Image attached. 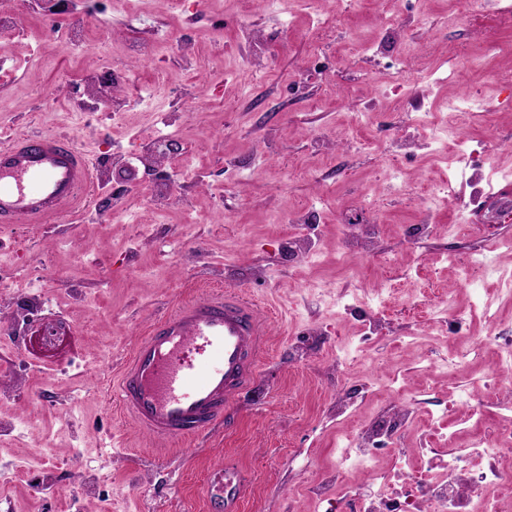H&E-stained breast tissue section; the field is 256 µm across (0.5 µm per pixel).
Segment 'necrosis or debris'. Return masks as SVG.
<instances>
[{
    "label": "necrosis or debris",
    "mask_w": 512,
    "mask_h": 512,
    "mask_svg": "<svg viewBox=\"0 0 512 512\" xmlns=\"http://www.w3.org/2000/svg\"><path fill=\"white\" fill-rule=\"evenodd\" d=\"M508 418L493 434H478L454 448L404 450L392 432L416 427L412 413L392 429L374 428L347 436L336 446V472L347 477L336 491V512H512V399ZM380 475L377 489L365 491L352 479Z\"/></svg>",
    "instance_id": "4bbe7bcc"
}]
</instances>
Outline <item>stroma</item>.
I'll return each instance as SVG.
<instances>
[{"instance_id":"obj_1","label":"stroma","mask_w":512,"mask_h":512,"mask_svg":"<svg viewBox=\"0 0 512 512\" xmlns=\"http://www.w3.org/2000/svg\"><path fill=\"white\" fill-rule=\"evenodd\" d=\"M0 0L14 18L0 35V135L22 125L72 136L99 174L98 192L63 218L0 234V282L18 293L50 281L32 318L51 342L75 333L76 351L28 363L14 326L0 348V507L31 512H208V479L220 466L246 480L239 512H307L309 488L336 478V445L349 428L392 423L413 405L421 426L404 445L430 440L445 404L482 415L494 432L512 383L486 346L455 378L439 366L453 348L435 309L455 291L512 333V28L491 15L457 18L453 0ZM173 45L157 50L155 41ZM463 56L449 64V44ZM412 61L390 82L389 61ZM334 58L310 70L313 51ZM118 69L109 110L78 105L98 73ZM475 93L469 124L447 137L448 100ZM373 103L369 121L354 116ZM427 127L406 137L410 112ZM153 141L177 169L178 200L158 211L166 184L122 157ZM485 143L495 199L459 209L424 195L461 173L466 146ZM409 188L397 195L391 174ZM305 211L312 254H291L280 218ZM436 223L413 243L402 226ZM472 257L469 279L451 260ZM239 292L271 318L254 381L209 432L152 449L106 397L133 343L179 300ZM347 294L348 305L337 303ZM380 334L360 343L365 321ZM371 384L384 401L369 399ZM90 474L93 495L76 484Z\"/></svg>"}]
</instances>
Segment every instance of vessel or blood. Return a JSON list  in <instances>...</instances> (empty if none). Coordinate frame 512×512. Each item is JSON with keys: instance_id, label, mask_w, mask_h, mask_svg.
Segmentation results:
<instances>
[{"instance_id": "vessel-or-blood-1", "label": "vessel or blood", "mask_w": 512, "mask_h": 512, "mask_svg": "<svg viewBox=\"0 0 512 512\" xmlns=\"http://www.w3.org/2000/svg\"><path fill=\"white\" fill-rule=\"evenodd\" d=\"M94 185L93 168L63 137L31 132L0 141L1 224L63 217ZM269 333L268 319L241 294L184 300L132 346L113 396L151 442L200 436L251 382ZM213 479L227 503L245 490L229 468L214 469Z\"/></svg>"}]
</instances>
